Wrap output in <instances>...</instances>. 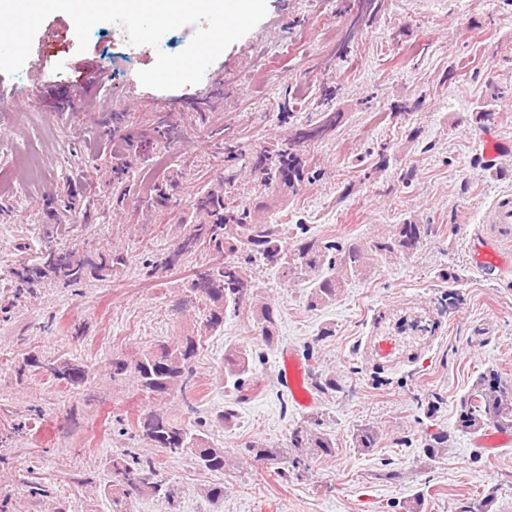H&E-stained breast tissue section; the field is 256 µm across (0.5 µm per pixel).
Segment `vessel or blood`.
<instances>
[{"label": "vessel or blood", "instance_id": "vessel-or-blood-1", "mask_svg": "<svg viewBox=\"0 0 512 512\" xmlns=\"http://www.w3.org/2000/svg\"><path fill=\"white\" fill-rule=\"evenodd\" d=\"M74 85L80 93H92L101 74L94 61L81 59L76 61ZM486 231L477 233L476 243L468 247L469 263L484 273L491 274L506 269L507 257L502 250V242L512 236V195L497 198L484 219ZM367 349L376 363L395 364L404 352L400 342L392 336L382 333L368 337ZM304 366L292 350L282 351L278 361V377L282 386L291 394L294 401L303 407L309 406L312 396L304 386Z\"/></svg>", "mask_w": 512, "mask_h": 512}]
</instances>
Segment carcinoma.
Wrapping results in <instances>:
<instances>
[{
  "instance_id": "carcinoma-1",
  "label": "carcinoma",
  "mask_w": 512,
  "mask_h": 512,
  "mask_svg": "<svg viewBox=\"0 0 512 512\" xmlns=\"http://www.w3.org/2000/svg\"><path fill=\"white\" fill-rule=\"evenodd\" d=\"M318 172L303 177L300 163L290 147H277L263 155L260 166L259 189L269 190L279 184L295 193L304 180H312ZM235 175L231 174L216 188L207 190L198 198L196 209L204 222L194 226L193 233L184 238L178 250L169 256L166 264L176 266L182 257L206 251L219 261L198 271L183 284L187 297L196 298L204 305L202 330L213 334L224 328V320L248 308L266 341L274 338L276 313L272 304L260 296L259 284L253 269L269 266L285 283L302 282L310 288L308 307L314 308L336 300L342 282L362 274L372 256L408 253L416 249L422 238L423 225L406 222L382 238L366 244L348 243L334 239L317 242L303 238L304 227L296 224H261L253 219L250 210L235 204ZM122 259L110 254L79 255L69 249L48 252L42 264L13 272V288L34 285L41 279H53L74 286L88 277L97 280L120 273ZM201 348V337L185 340L161 348L158 354L148 353L133 363L112 362L113 376L128 374L138 390L154 397H181L187 407L196 396L197 382L194 359ZM40 368L54 379L79 387L89 375L86 365L67 359L55 360ZM253 371V356L244 348L230 347L224 351V375L239 392L249 389L245 376ZM462 429L476 432L493 427L502 433H512V377L501 373L485 374L477 378L463 400L459 417ZM207 422L199 420L191 429L178 424L167 412L150 410L138 417L133 434L150 447L170 457L187 454L195 464L211 472L224 470V449L209 440ZM379 442L377 431L362 428L355 436L356 447L369 451ZM290 443L298 455L292 458V467L306 466L303 448L329 455L334 448L332 437L315 427H299L291 433ZM160 460L142 458L129 452L109 461L112 477L119 488L112 493V512H127L128 500L141 494L162 499L169 512H179L178 488L159 477ZM497 496L491 487L478 501L470 502L461 512H489Z\"/></svg>"
}]
</instances>
